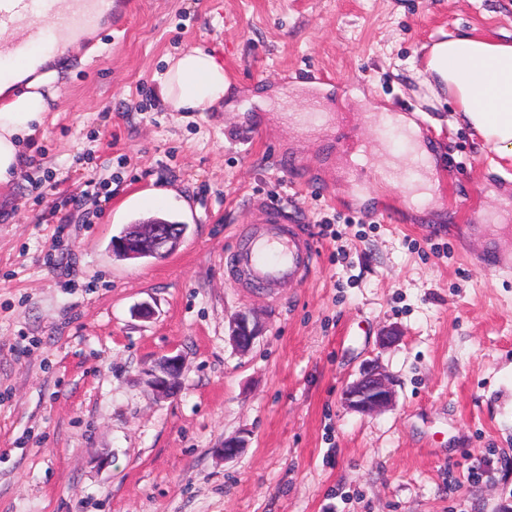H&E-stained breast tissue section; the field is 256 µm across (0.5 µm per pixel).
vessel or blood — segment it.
Returning <instances> with one entry per match:
<instances>
[{"label": "vessel or blood", "instance_id": "vessel-or-blood-1", "mask_svg": "<svg viewBox=\"0 0 512 512\" xmlns=\"http://www.w3.org/2000/svg\"><path fill=\"white\" fill-rule=\"evenodd\" d=\"M125 8V0H0V62L26 63L50 40L76 38L105 16L120 17ZM318 259L290 208L269 203L260 226L235 249L233 264L251 287H292Z\"/></svg>", "mask_w": 512, "mask_h": 512}]
</instances>
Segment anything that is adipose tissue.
Here are the masks:
<instances>
[{
    "label": "adipose tissue",
    "instance_id": "ef3b65f1",
    "mask_svg": "<svg viewBox=\"0 0 512 512\" xmlns=\"http://www.w3.org/2000/svg\"><path fill=\"white\" fill-rule=\"evenodd\" d=\"M68 42L0 78V186L24 164L23 144L48 110L43 89L56 79L58 58ZM443 82L463 121L476 130L498 157L512 158V44L475 35H449L435 44L425 69ZM160 97L175 112H196L221 103L228 89L224 67L208 52L194 49L169 58L157 77Z\"/></svg>",
    "mask_w": 512,
    "mask_h": 512
}]
</instances>
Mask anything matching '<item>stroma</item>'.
<instances>
[{"label":"stroma","instance_id":"35a3bbf8","mask_svg":"<svg viewBox=\"0 0 512 512\" xmlns=\"http://www.w3.org/2000/svg\"><path fill=\"white\" fill-rule=\"evenodd\" d=\"M451 31L511 42L512 0H138L69 57L0 187V512H512V272L485 263L512 256V163L423 81ZM196 48L228 95L163 108L155 74ZM381 112L431 157L425 205L381 171L404 149ZM254 197L312 229L321 259L295 287L228 277ZM155 214L187 224L179 248L117 257ZM242 311L263 324L245 354ZM172 354L182 390L153 397L144 371ZM369 361L395 402L365 415L341 392ZM231 436L248 446L226 461ZM229 330L230 342L241 351L251 349L262 333L261 326L246 311L239 312L230 320Z\"/></svg>","mask_w":512,"mask_h":512}]
</instances>
